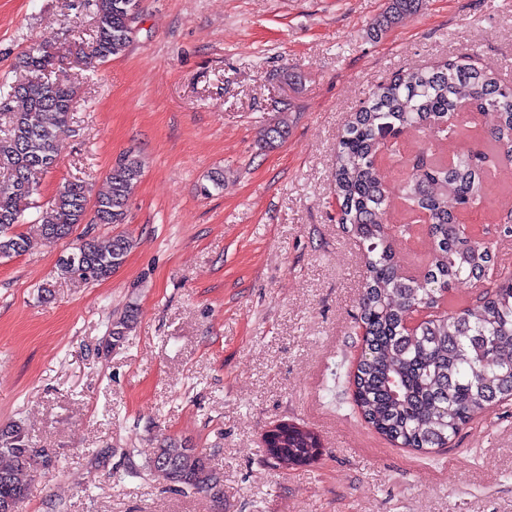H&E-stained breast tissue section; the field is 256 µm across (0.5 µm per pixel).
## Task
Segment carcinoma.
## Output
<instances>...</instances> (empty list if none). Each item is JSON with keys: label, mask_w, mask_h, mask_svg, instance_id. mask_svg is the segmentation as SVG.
Masks as SVG:
<instances>
[{"label": "carcinoma", "mask_w": 512, "mask_h": 512, "mask_svg": "<svg viewBox=\"0 0 512 512\" xmlns=\"http://www.w3.org/2000/svg\"><path fill=\"white\" fill-rule=\"evenodd\" d=\"M423 0H388L371 24L378 33L417 14ZM136 0H95L91 57L106 62L130 42L128 18ZM53 55L45 48L29 51L25 75L0 91V115L8 128L0 135V258L31 249L28 237L15 231L24 220L40 180L55 164V142L69 126L75 93L72 86L49 77ZM492 112L494 126L483 137L485 149L448 155L444 164L431 159L442 151L440 135L453 137L459 113ZM430 132L401 191L411 209L428 218L434 248L426 259L424 282L410 285L392 249L394 226L387 223L389 200L378 169L394 144L383 136L407 128ZM288 137V123L268 127L263 144ZM501 158H512V86L466 59H450L432 69L406 71L383 84L355 112L338 142L334 190L339 221L359 239L366 252L365 287L359 320L365 325V351L353 374L354 401L364 420L379 434L405 448H440L486 407L512 400V269L495 261L490 244L474 242L458 229L448 199L462 211L486 196L488 172ZM142 175L140 160L129 155L112 166L107 189L90 199L85 182L64 184L38 211L41 236L48 242L69 238L86 223L125 222L134 188ZM131 237L116 233L99 240L87 235L60 257V275L93 284L112 276L132 249ZM485 284L464 308L446 305L445 296L461 278ZM414 308L432 319L409 336L406 316ZM136 312L112 321L104 348L128 336ZM274 465H299L321 451L317 436L293 424L274 426ZM52 456L37 447L20 424L0 428V501L26 500L32 470ZM150 468L182 489L209 494L216 512L224 510L221 473L206 455L174 438L155 448Z\"/></svg>", "instance_id": "cac0c4a2"}]
</instances>
